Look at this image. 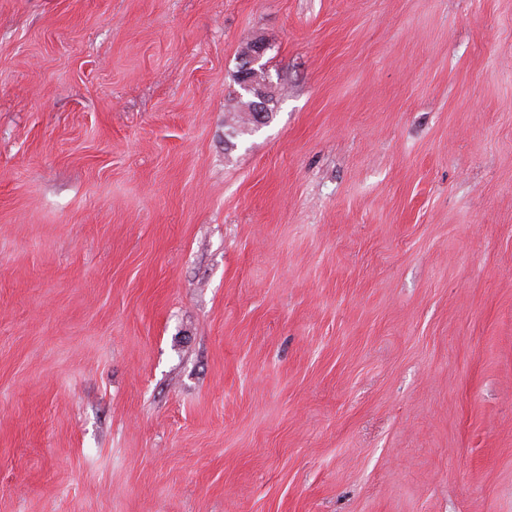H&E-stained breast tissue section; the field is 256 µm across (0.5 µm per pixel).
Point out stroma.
<instances>
[{
  "instance_id": "1",
  "label": "stroma",
  "mask_w": 512,
  "mask_h": 512,
  "mask_svg": "<svg viewBox=\"0 0 512 512\" xmlns=\"http://www.w3.org/2000/svg\"><path fill=\"white\" fill-rule=\"evenodd\" d=\"M0 512H512V0H0ZM251 49L241 58L240 62V79L242 85L248 90L253 92L256 88V75L259 73L260 60L264 56L267 45L261 41H252ZM252 97H253V99L238 102V104H241V108H240L239 112H235L233 117L231 118V121H233L234 126L230 125V127H229V128L233 129V132H237V130H238L237 128L246 127L245 124L251 125V122H249L248 120L245 122V120H244L243 114L246 113V112H243L244 106H246L248 109V108H250V106L253 103H257L260 105V109L262 112L256 113V120H257L256 125L257 126L262 125V123L264 122L263 121L264 114H265L264 117H265L267 123L270 122V120L273 118V108H271V103H273V96L271 95L270 91H268V87L264 88L261 91V93L259 95V99H254V96H252Z\"/></svg>"
}]
</instances>
